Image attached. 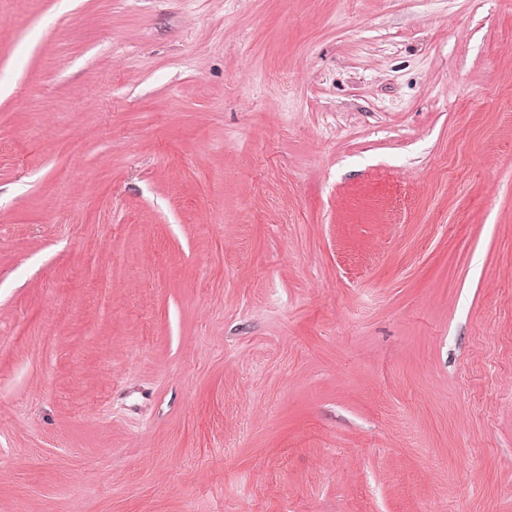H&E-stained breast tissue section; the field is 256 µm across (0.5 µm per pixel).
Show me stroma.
Segmentation results:
<instances>
[{
    "instance_id": "1",
    "label": "stroma",
    "mask_w": 512,
    "mask_h": 512,
    "mask_svg": "<svg viewBox=\"0 0 512 512\" xmlns=\"http://www.w3.org/2000/svg\"><path fill=\"white\" fill-rule=\"evenodd\" d=\"M430 503L512 512V0H0V512Z\"/></svg>"
}]
</instances>
